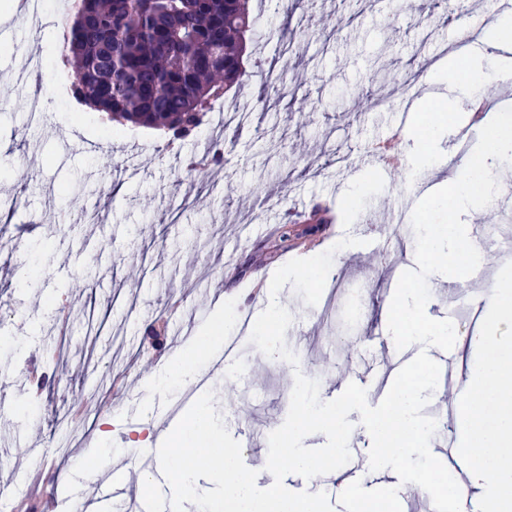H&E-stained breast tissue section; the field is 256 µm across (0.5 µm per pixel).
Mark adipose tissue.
<instances>
[{
	"mask_svg": "<svg viewBox=\"0 0 512 512\" xmlns=\"http://www.w3.org/2000/svg\"><path fill=\"white\" fill-rule=\"evenodd\" d=\"M511 39L512 17L505 15L465 53L463 62H451L441 76L430 80L428 96L437 100L440 109L425 114L412 134L414 151L425 165L446 163L440 140L454 116L473 105L474 89L512 80V61L497 53ZM490 128L495 134L493 145L475 148L460 159L454 176L445 183L452 198L447 223L428 226L414 246L420 260L445 261L451 275L484 260L468 221L500 191L495 170L503 157L512 154V114H496ZM246 303L244 293L227 295L224 312L209 325L199 346L157 367L150 381L154 392L163 396L171 385L193 386L203 375L209 355L222 347L225 334L234 326L237 307ZM488 305V327L470 340L471 349L482 358L468 370L455 398L462 408L458 433L472 474L486 482V512H512V272H501L488 292Z\"/></svg>",
	"mask_w": 512,
	"mask_h": 512,
	"instance_id": "obj_1",
	"label": "adipose tissue"
}]
</instances>
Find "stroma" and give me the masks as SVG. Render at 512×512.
<instances>
[{
    "label": "stroma",
    "mask_w": 512,
    "mask_h": 512,
    "mask_svg": "<svg viewBox=\"0 0 512 512\" xmlns=\"http://www.w3.org/2000/svg\"><path fill=\"white\" fill-rule=\"evenodd\" d=\"M253 9L261 33L247 63L253 77L225 97L249 106L248 121L228 128L216 116L171 142L74 102L62 107L63 25L34 35L9 21L10 4L0 5V302L7 307L0 457L13 468L10 503L44 467L53 478L46 495L31 500L32 512H80L96 487L81 474L99 422L112 421L113 461L135 455L130 439L158 428L169 405L152 395L148 373L189 346L225 291L246 293L243 312L256 319L279 267L347 235L362 239L361 253H379L380 263L341 258L338 293L323 291L312 307L291 286L279 294L293 316L286 344L298 351L297 365L267 361L249 332L236 328L240 369L213 377L210 388L233 438L254 441L251 468L262 488L268 436L288 414L295 373L318 380L324 401L352 382L366 388L369 406L384 398L379 383L391 344L383 321L401 274L416 266L404 227L386 212L410 199V224H429L435 214L415 196L429 176L418 158L389 168L372 158L370 145L391 139L406 150L400 108L407 100L421 105L429 61L456 46L457 22L481 31L499 13L492 0H467L466 13L453 17L425 0L400 11L391 0H254ZM28 49L40 52L39 76L51 85L36 120L28 111L31 83L11 80ZM281 64L289 93L259 105L258 73ZM216 139L226 142L223 164L188 172L190 155L206 153ZM111 183L123 193H107ZM285 225L297 234L286 245L278 239ZM480 249L483 276L458 278L453 302L443 299L445 275L428 278V316L456 329L451 351L432 346L428 353L447 362L455 379L478 358L461 309L487 308V285L501 269L512 270V256L494 257L487 241ZM348 419L351 495L340 492V469L284 479L294 492H325L334 512H355L356 499L399 481L392 469L371 470L360 415ZM40 447L49 456H33Z\"/></svg>",
    "instance_id": "stroma-1"
}]
</instances>
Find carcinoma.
<instances>
[{
  "mask_svg": "<svg viewBox=\"0 0 512 512\" xmlns=\"http://www.w3.org/2000/svg\"><path fill=\"white\" fill-rule=\"evenodd\" d=\"M249 0H77L63 42L76 99L117 120L192 135L248 77Z\"/></svg>",
  "mask_w": 512,
  "mask_h": 512,
  "instance_id": "carcinoma-1",
  "label": "carcinoma"
}]
</instances>
